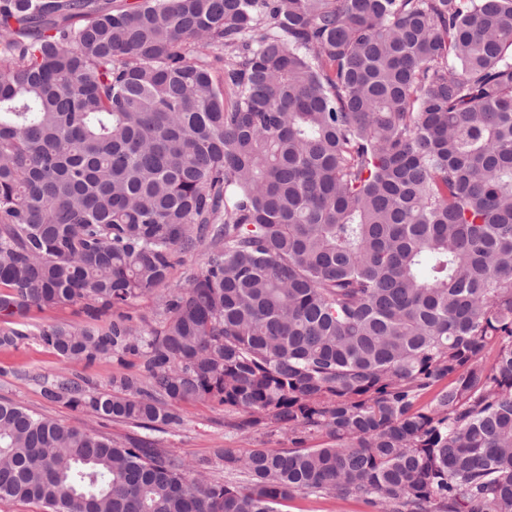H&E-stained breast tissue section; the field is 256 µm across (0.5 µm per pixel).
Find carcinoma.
<instances>
[{
  "label": "carcinoma",
  "mask_w": 512,
  "mask_h": 512,
  "mask_svg": "<svg viewBox=\"0 0 512 512\" xmlns=\"http://www.w3.org/2000/svg\"><path fill=\"white\" fill-rule=\"evenodd\" d=\"M81 301L112 320L43 342L142 374L50 399L152 430L212 399L293 447L218 450L221 485L0 403V501L512 512V0H0V320ZM203 252L201 250H195L178 254L176 264L171 270L169 278V286L175 288L176 285H180L185 281V277L191 272V270L197 267L203 261ZM123 311L132 316L135 323H151L156 319L157 303L152 297H143ZM282 510L287 512H378L362 501L316 498L303 494L297 495L294 500L282 507Z\"/></svg>",
  "instance_id": "obj_1"
}]
</instances>
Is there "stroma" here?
<instances>
[{
    "mask_svg": "<svg viewBox=\"0 0 512 512\" xmlns=\"http://www.w3.org/2000/svg\"><path fill=\"white\" fill-rule=\"evenodd\" d=\"M87 322L84 305L80 302L34 309L20 318L17 324L20 339L15 346L0 348V402L21 404L43 416L105 435L120 444L146 439L155 447L172 449L191 465L209 461L218 479L224 476V462L217 456L219 449L227 448L243 456L255 448L288 447L287 434L275 424L269 422L251 433H240L231 425V413L208 399L180 404L177 411L181 424L160 430L108 421L50 400L47 389L63 376L79 382L89 391L99 392L109 389L113 379L141 371L142 358L130 355H105L90 364L69 362L41 339L40 333L47 326Z\"/></svg>",
    "mask_w": 512,
    "mask_h": 512,
    "instance_id": "stroma-1",
    "label": "stroma"
}]
</instances>
